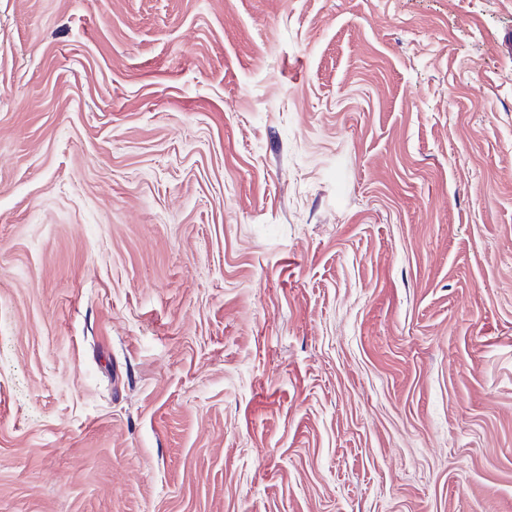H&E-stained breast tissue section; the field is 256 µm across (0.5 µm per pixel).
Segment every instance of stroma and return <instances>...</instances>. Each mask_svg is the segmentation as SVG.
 I'll return each instance as SVG.
<instances>
[{
  "mask_svg": "<svg viewBox=\"0 0 512 512\" xmlns=\"http://www.w3.org/2000/svg\"><path fill=\"white\" fill-rule=\"evenodd\" d=\"M0 512H512V0H0Z\"/></svg>",
  "mask_w": 512,
  "mask_h": 512,
  "instance_id": "1",
  "label": "stroma"
}]
</instances>
